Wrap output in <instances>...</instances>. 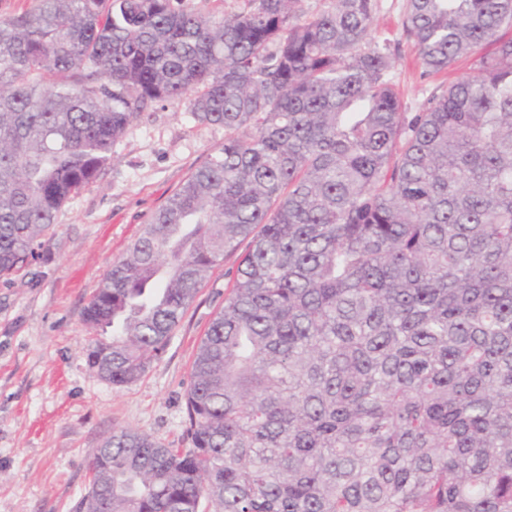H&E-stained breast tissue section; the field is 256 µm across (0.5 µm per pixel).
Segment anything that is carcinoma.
Wrapping results in <instances>:
<instances>
[{"label":"carcinoma","mask_w":512,"mask_h":512,"mask_svg":"<svg viewBox=\"0 0 512 512\" xmlns=\"http://www.w3.org/2000/svg\"><path fill=\"white\" fill-rule=\"evenodd\" d=\"M376 7L0 16V277L153 104L224 128L84 309L112 329L89 366L108 348L130 384L238 255L192 363V448L113 429L90 465L105 512H512V0H407L423 75L472 60L416 112Z\"/></svg>","instance_id":"carcinoma-1"}]
</instances>
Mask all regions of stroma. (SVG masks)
Returning <instances> with one entry per match:
<instances>
[{
    "mask_svg": "<svg viewBox=\"0 0 512 512\" xmlns=\"http://www.w3.org/2000/svg\"><path fill=\"white\" fill-rule=\"evenodd\" d=\"M379 3L370 36L390 42L392 82L413 112L469 67L423 76L402 31L405 0ZM223 142V128L197 122L184 103L154 104L113 146L111 165L62 208L25 276L0 278V512H79L90 453L113 427L186 447L191 363L224 303L235 257L213 268L166 352L133 384L112 385L90 369L96 333L83 312L152 213Z\"/></svg>",
    "mask_w": 512,
    "mask_h": 512,
    "instance_id": "1",
    "label": "stroma"
}]
</instances>
